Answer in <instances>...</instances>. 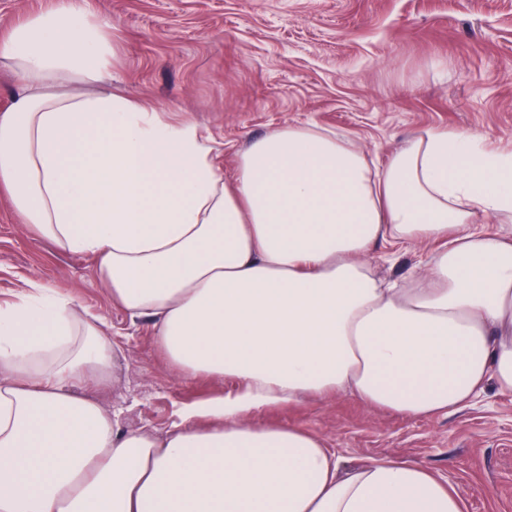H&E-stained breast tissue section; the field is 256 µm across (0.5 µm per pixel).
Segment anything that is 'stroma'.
Returning a JSON list of instances; mask_svg holds the SVG:
<instances>
[{"label": "stroma", "mask_w": 512, "mask_h": 512, "mask_svg": "<svg viewBox=\"0 0 512 512\" xmlns=\"http://www.w3.org/2000/svg\"><path fill=\"white\" fill-rule=\"evenodd\" d=\"M118 49L112 89L151 102L213 139L222 174L234 152L284 124L346 133L376 163L417 129L473 128L512 148V0H107ZM428 243L365 257L380 277L412 278ZM32 281L101 315L121 348L118 374L83 384L123 431L164 432L176 407L229 389L165 363L150 323L114 306L90 260L33 238L0 196V301ZM336 452L341 471L412 459L463 496L465 512H512V394L410 418L339 393L272 411Z\"/></svg>", "instance_id": "obj_1"}]
</instances>
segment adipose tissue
Instances as JSON below:
<instances>
[{"instance_id":"1","label":"adipose tissue","mask_w":512,"mask_h":512,"mask_svg":"<svg viewBox=\"0 0 512 512\" xmlns=\"http://www.w3.org/2000/svg\"><path fill=\"white\" fill-rule=\"evenodd\" d=\"M114 48L82 0L0 39L20 85L0 113V195L32 235L90 258L185 377L232 378L164 434L78 393L115 373L103 317L37 282L0 303V512H463L419 462L340 474L316 435L252 422L345 393L423 417L512 392V151L422 128L375 170L344 134L281 126L238 150L112 93ZM75 84L97 93L72 92ZM434 244L405 286L362 258Z\"/></svg>"}]
</instances>
